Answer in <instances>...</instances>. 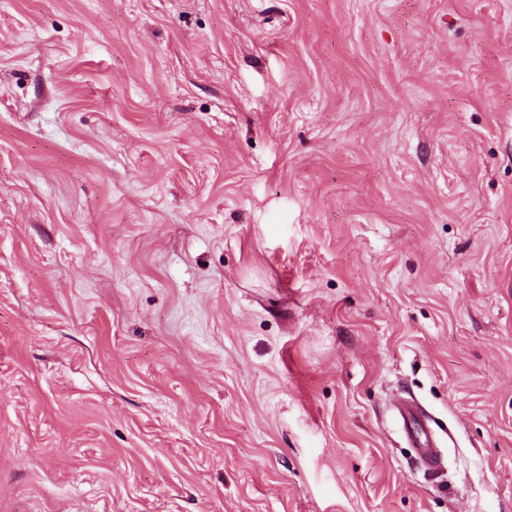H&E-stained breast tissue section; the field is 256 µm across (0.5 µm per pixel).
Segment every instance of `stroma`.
Wrapping results in <instances>:
<instances>
[{
	"mask_svg": "<svg viewBox=\"0 0 512 512\" xmlns=\"http://www.w3.org/2000/svg\"><path fill=\"white\" fill-rule=\"evenodd\" d=\"M0 512H512V0H0ZM397 410L403 431L414 449L419 465L427 473H435L440 467L441 458L429 417L409 401L401 403Z\"/></svg>",
	"mask_w": 512,
	"mask_h": 512,
	"instance_id": "1",
	"label": "stroma"
}]
</instances>
